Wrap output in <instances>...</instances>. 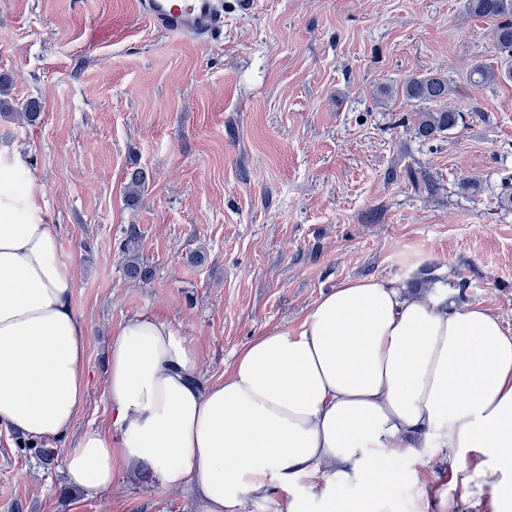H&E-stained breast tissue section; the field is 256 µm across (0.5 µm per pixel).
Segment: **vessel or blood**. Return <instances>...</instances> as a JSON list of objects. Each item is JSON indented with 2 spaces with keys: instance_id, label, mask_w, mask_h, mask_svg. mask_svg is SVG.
Returning a JSON list of instances; mask_svg holds the SVG:
<instances>
[{
  "instance_id": "1",
  "label": "vessel or blood",
  "mask_w": 512,
  "mask_h": 512,
  "mask_svg": "<svg viewBox=\"0 0 512 512\" xmlns=\"http://www.w3.org/2000/svg\"><path fill=\"white\" fill-rule=\"evenodd\" d=\"M137 8L161 35L208 43L224 27L223 0H138Z\"/></svg>"
}]
</instances>
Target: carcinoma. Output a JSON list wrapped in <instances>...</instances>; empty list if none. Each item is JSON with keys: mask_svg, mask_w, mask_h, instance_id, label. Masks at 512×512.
<instances>
[{"mask_svg": "<svg viewBox=\"0 0 512 512\" xmlns=\"http://www.w3.org/2000/svg\"><path fill=\"white\" fill-rule=\"evenodd\" d=\"M466 8L471 15L492 23L493 45L506 61L503 69L479 62L474 64L469 74L470 81L478 85L504 79L511 81L512 0H466ZM448 93V78L436 72L408 77L401 84V94L406 101L424 105L417 113L415 126V133L419 139L429 141L464 125V113L459 108L446 104ZM0 108L17 119L33 122L40 115L41 103L37 99H30L24 105L23 111L15 112L5 100L0 103ZM126 274L129 278L142 282L152 278L150 268L139 261L135 254L129 256Z\"/></svg>", "mask_w": 512, "mask_h": 512, "instance_id": "obj_1", "label": "carcinoma"}]
</instances>
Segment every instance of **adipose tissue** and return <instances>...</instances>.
<instances>
[{"instance_id": "ef3b65f1", "label": "adipose tissue", "mask_w": 512, "mask_h": 512, "mask_svg": "<svg viewBox=\"0 0 512 512\" xmlns=\"http://www.w3.org/2000/svg\"><path fill=\"white\" fill-rule=\"evenodd\" d=\"M77 278L20 157L0 146V428L67 433L84 406L86 328ZM200 354L173 322L129 313L114 331L108 428L66 457L70 483L104 492L133 467L193 487L200 512H376L404 456L422 512L458 503L512 512V328L461 285L348 279L292 329L263 331L224 376L201 383ZM463 489L449 500L429 464ZM358 497L343 501L340 483Z\"/></svg>"}]
</instances>
